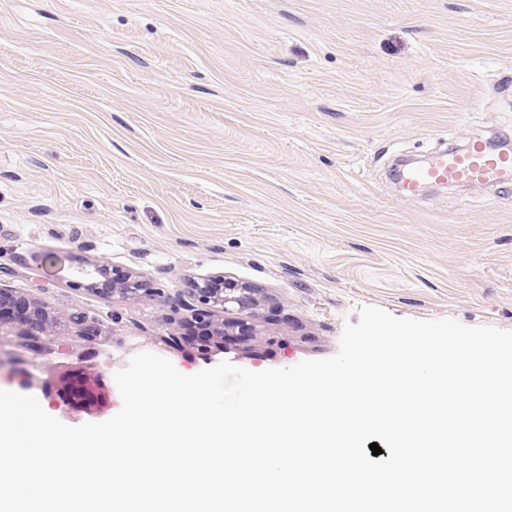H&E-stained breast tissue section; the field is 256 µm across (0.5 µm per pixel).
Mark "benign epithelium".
Segmentation results:
<instances>
[{
	"instance_id": "1",
	"label": "benign epithelium",
	"mask_w": 512,
	"mask_h": 512,
	"mask_svg": "<svg viewBox=\"0 0 512 512\" xmlns=\"http://www.w3.org/2000/svg\"><path fill=\"white\" fill-rule=\"evenodd\" d=\"M90 279V290L102 297L110 298L116 294L149 293L145 284L131 275L119 280L110 277L108 265L94 263L91 269L85 271ZM199 306L203 314L223 313L230 309L239 311L251 310L259 305L257 289L249 285H239L224 280V278L207 279L203 282L194 281L191 287L178 293L174 303L189 306L190 302ZM32 310L26 313L22 324L25 326L27 336L26 346L34 351L41 352L43 344L41 337L49 335V316L44 307L32 302Z\"/></svg>"
}]
</instances>
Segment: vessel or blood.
Wrapping results in <instances>:
<instances>
[{"label":"vessel or blood","mask_w":512,"mask_h":512,"mask_svg":"<svg viewBox=\"0 0 512 512\" xmlns=\"http://www.w3.org/2000/svg\"><path fill=\"white\" fill-rule=\"evenodd\" d=\"M427 183H481L512 186V151L490 147L480 139L465 148L443 150L425 164L410 169L403 176L406 192H415Z\"/></svg>","instance_id":"vessel-or-blood-1"}]
</instances>
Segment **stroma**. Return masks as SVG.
Here are the masks:
<instances>
[{
	"instance_id": "stroma-1",
	"label": "stroma",
	"mask_w": 512,
	"mask_h": 512,
	"mask_svg": "<svg viewBox=\"0 0 512 512\" xmlns=\"http://www.w3.org/2000/svg\"><path fill=\"white\" fill-rule=\"evenodd\" d=\"M470 138L512 143V0H0V287L54 320L0 325V390L76 426L144 351L286 368L362 305L512 330V188L397 192ZM220 275L260 304L204 340L172 299ZM84 274L91 280L90 290L99 296L111 298L115 294H148L149 288H144L145 284L133 277L126 275L119 281L110 277L108 265L104 263H94L91 269L85 270ZM10 290L0 287V324L4 321L17 320L21 322L25 328V336H28L26 346L34 352H42L43 344L41 336H48L49 316L44 307L35 302L27 301L32 310L26 313L24 320H19L12 316L5 315V310L9 309L14 303L19 302ZM22 299V298H21Z\"/></svg>"
}]
</instances>
